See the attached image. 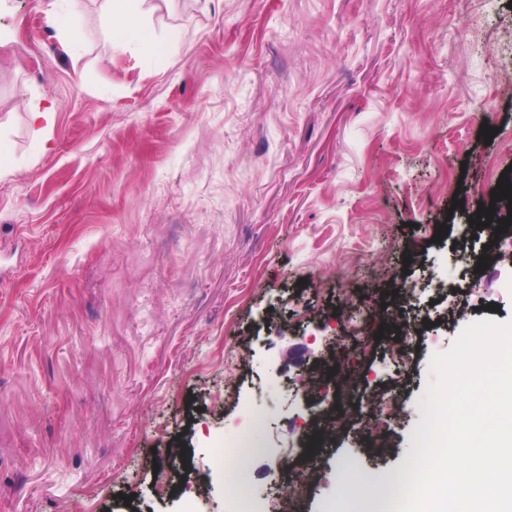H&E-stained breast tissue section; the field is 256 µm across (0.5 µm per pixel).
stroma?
<instances>
[{"mask_svg":"<svg viewBox=\"0 0 512 512\" xmlns=\"http://www.w3.org/2000/svg\"><path fill=\"white\" fill-rule=\"evenodd\" d=\"M69 8L0 0V512H352L431 355L512 321L468 221L512 181V0H144L157 58Z\"/></svg>","mask_w":512,"mask_h":512,"instance_id":"obj_1","label":"stroma"}]
</instances>
